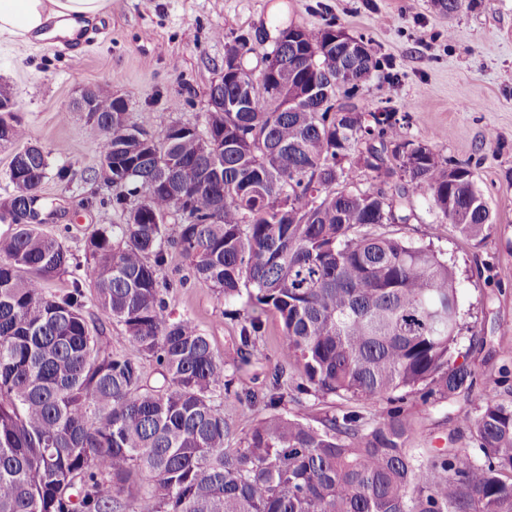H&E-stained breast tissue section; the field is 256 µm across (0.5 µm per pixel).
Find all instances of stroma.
I'll return each mask as SVG.
<instances>
[{
  "label": "stroma",
  "instance_id": "35a3bbf8",
  "mask_svg": "<svg viewBox=\"0 0 512 512\" xmlns=\"http://www.w3.org/2000/svg\"><path fill=\"white\" fill-rule=\"evenodd\" d=\"M274 2L110 0L106 36L88 35L78 47L61 37L23 49L0 40V86L16 100L29 142L50 152L64 147L63 160L75 172L72 182L43 183L41 192L55 208L46 229L79 254L97 225L122 221L102 202L109 194L103 181L84 178L102 165L97 142L73 109L80 87L123 96L130 124L159 141V113L203 126L207 90L223 72L235 36L252 37L246 65L258 71L282 28L315 33L336 20L348 34L365 37L376 57L399 74L391 87L371 78L354 103L407 116L410 139L448 161L470 164L495 220L491 236L476 243L454 233L417 198L409 224L399 228L405 238L451 258L465 323L457 350L476 376L468 395L436 406L412 401L416 445L441 448L452 436L457 447H470L461 415L474 411L488 387L512 392V0H473L451 16L436 12L430 0H282L281 14ZM164 274L175 284L169 297L174 314L189 316L217 353L232 354L237 323L225 316L223 302L193 279L178 253H171ZM281 342L279 320L266 315L256 347L260 361L242 373L243 384L264 386ZM286 408L311 418L356 409L380 419L387 404L309 397Z\"/></svg>",
  "mask_w": 512,
  "mask_h": 512
}]
</instances>
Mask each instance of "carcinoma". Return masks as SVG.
I'll return each instance as SVG.
<instances>
[{"label":"carcinoma","instance_id":"obj_1","mask_svg":"<svg viewBox=\"0 0 512 512\" xmlns=\"http://www.w3.org/2000/svg\"><path fill=\"white\" fill-rule=\"evenodd\" d=\"M341 32L281 30L294 39L272 54L294 77L242 73L244 111L216 105L202 130L165 114L156 141L129 124L127 102L101 97L86 127L112 161L108 203L123 222L99 225L81 257L40 224L0 235V512H512L511 399L492 389L461 417L469 451L452 435L446 448L413 446L405 400L468 394L475 373L455 356L453 266L386 230L422 197L482 241L491 211L470 164L411 140L390 109L351 102L381 65L361 36L355 58L329 42ZM228 49L244 67L250 37ZM338 75L329 94L302 100ZM26 138L16 117L0 119V147ZM360 169L376 184L351 187ZM51 176L73 171L37 145L16 152L0 222L28 203L50 209L40 188ZM172 249L218 299L242 301L235 357L169 310ZM64 276L68 288L47 291ZM268 312L283 348L265 387L240 389ZM114 323L134 353L112 350ZM288 394L390 408L380 420L347 410L311 422L288 412ZM230 397L259 412L241 437L224 414Z\"/></svg>","mask_w":512,"mask_h":512}]
</instances>
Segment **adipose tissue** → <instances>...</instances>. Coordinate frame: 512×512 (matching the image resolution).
<instances>
[{"label":"adipose tissue","mask_w":512,"mask_h":512,"mask_svg":"<svg viewBox=\"0 0 512 512\" xmlns=\"http://www.w3.org/2000/svg\"><path fill=\"white\" fill-rule=\"evenodd\" d=\"M109 0H0V40L25 47L37 40L73 37L102 14Z\"/></svg>","instance_id":"obj_1"}]
</instances>
